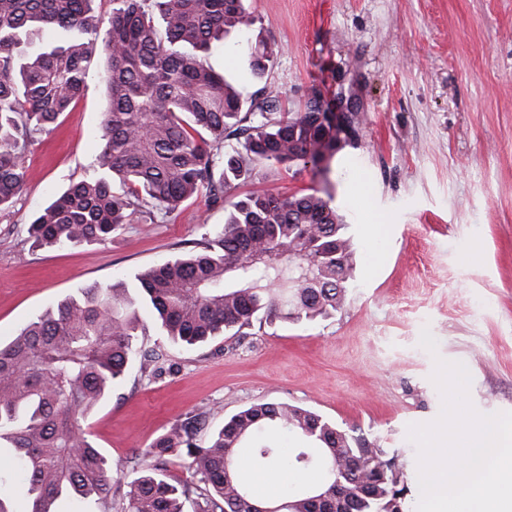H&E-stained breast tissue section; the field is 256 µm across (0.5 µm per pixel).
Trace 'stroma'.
I'll list each match as a JSON object with an SVG mask.
<instances>
[{
    "label": "stroma",
    "instance_id": "obj_1",
    "mask_svg": "<svg viewBox=\"0 0 512 512\" xmlns=\"http://www.w3.org/2000/svg\"><path fill=\"white\" fill-rule=\"evenodd\" d=\"M275 51L260 79L249 49L227 36L209 54L249 96L298 109L311 88L352 101L358 122L328 173L297 166L253 189L330 194L357 265L344 307L315 322L276 321L246 336L184 349L156 331L162 371L131 366L86 431L113 465L199 416L204 432L257 402L308 408L395 451L419 499L407 427L441 411L435 358L465 364L483 414L512 412V0H246ZM105 85L92 69L58 126L23 157L26 185L0 215V342L66 296L129 279L222 227L205 196L142 216L105 245L35 248L28 225L70 182L93 173ZM436 354L420 344L423 328Z\"/></svg>",
    "mask_w": 512,
    "mask_h": 512
}]
</instances>
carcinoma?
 <instances>
[{
  "mask_svg": "<svg viewBox=\"0 0 512 512\" xmlns=\"http://www.w3.org/2000/svg\"><path fill=\"white\" fill-rule=\"evenodd\" d=\"M0 0V214L26 183L23 154L52 131L82 95L95 52L106 86L95 173L71 183L29 225L38 246L105 245L146 210L168 214L207 194L224 207L212 237L129 280L80 289L0 344V449L28 481V512H57L62 497L93 499L112 512H406L404 464L376 442L355 437L318 413L287 402H257L202 442L199 417L157 437L131 474L112 469L82 428L137 361L159 369L147 349L149 315L168 343L198 347L254 324L331 317L346 300L356 265L348 225L331 196L313 189L281 195L240 186L336 154L341 129L321 91L303 108L277 95L246 97L215 72L212 46L253 30L244 0ZM70 37L34 55L15 50L41 30ZM263 40L250 52L260 78L273 59ZM301 437L291 465L314 480L264 503L239 469L242 453L265 467L277 459L274 433ZM177 458L198 482L167 473Z\"/></svg>",
  "mask_w": 512,
  "mask_h": 512,
  "instance_id": "cac0c4a2",
  "label": "carcinoma"
}]
</instances>
